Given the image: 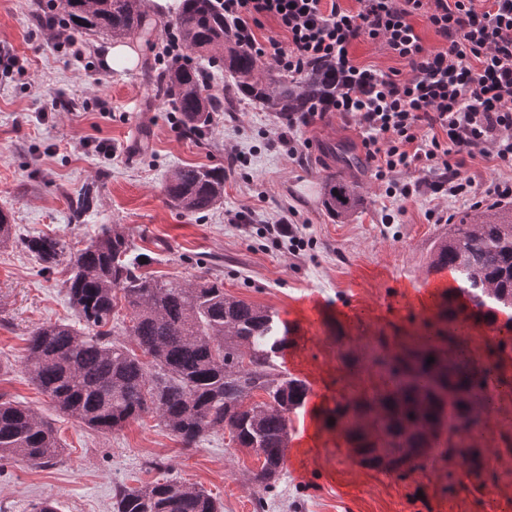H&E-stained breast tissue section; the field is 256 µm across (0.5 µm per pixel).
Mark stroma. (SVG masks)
Instances as JSON below:
<instances>
[{
	"mask_svg": "<svg viewBox=\"0 0 512 512\" xmlns=\"http://www.w3.org/2000/svg\"><path fill=\"white\" fill-rule=\"evenodd\" d=\"M141 9L154 35L141 42L139 66L117 72L104 64L111 37L79 34L75 48L62 47L37 18L35 0H0V50L16 60L0 68V209L11 212L18 236H54L70 252L103 226L121 225L156 275L217 279L226 294L277 311L295 342L278 363L308 383L310 405L377 385L373 374L346 376L343 358L380 333L420 330L433 311L421 284L426 255L445 230L429 214L462 215L466 206L427 188L395 203L369 160L351 173L363 208L349 221L333 219L323 192L329 176L343 171L334 148L361 144L355 122L336 112L304 129L312 146L300 159L267 138L282 120L246 99L214 113L202 133L187 134L145 76L176 13L153 0H142ZM234 149L243 156L235 165ZM185 164L225 168L223 205L191 215L169 203L165 182ZM85 192L90 208L72 222L70 201ZM238 212L252 225L234 223ZM388 214L393 223H385ZM283 216L304 225L303 250L290 252L261 234L262 224ZM65 279L64 269L43 271L20 244L0 247V394L49 419L63 443L52 464H0V512H32L44 498L58 512H113L116 486L163 478L207 490L222 512H261L251 479L257 458L231 446L227 433L186 448L151 415L115 433L93 432L56 410L30 380V332L78 321ZM309 426L308 409L292 416L288 464L262 512H512V455L504 444L512 438V382L501 386L482 432L483 451L497 459L482 483L462 479L448 459L405 478L372 469L339 436L324 431L307 442Z\"/></svg>",
	"mask_w": 512,
	"mask_h": 512,
	"instance_id": "35a3bbf8",
	"label": "stroma"
}]
</instances>
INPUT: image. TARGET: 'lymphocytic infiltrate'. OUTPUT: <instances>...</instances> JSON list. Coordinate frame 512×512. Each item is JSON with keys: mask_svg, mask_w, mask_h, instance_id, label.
Returning <instances> with one entry per match:
<instances>
[{"mask_svg": "<svg viewBox=\"0 0 512 512\" xmlns=\"http://www.w3.org/2000/svg\"><path fill=\"white\" fill-rule=\"evenodd\" d=\"M362 0L358 12L340 0H217L233 34L270 67L304 74L322 58L335 61L346 85L336 100L288 118L274 142L290 143L329 112L352 117L376 177L398 202L416 197L420 183H399L394 173L423 168L436 173L434 193L480 207L512 200V182L476 183L462 175L454 156L480 153L512 167V0ZM426 11L442 44L427 49L411 22ZM272 19L280 37L258 41L254 29ZM381 43L405 71L383 73L357 65L355 41Z\"/></svg>", "mask_w": 512, "mask_h": 512, "instance_id": "1", "label": "lymphocytic infiltrate"}]
</instances>
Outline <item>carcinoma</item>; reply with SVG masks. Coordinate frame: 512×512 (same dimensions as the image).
Segmentation results:
<instances>
[{
	"label": "carcinoma",
	"mask_w": 512,
	"mask_h": 512,
	"mask_svg": "<svg viewBox=\"0 0 512 512\" xmlns=\"http://www.w3.org/2000/svg\"><path fill=\"white\" fill-rule=\"evenodd\" d=\"M69 29L125 39L147 30L141 0H56ZM181 43L197 58L224 70L233 94L286 119L342 93L336 64L324 60L299 77L275 76L235 40L214 0H183L174 21ZM148 76L157 95L173 102L187 131L207 126L223 101L204 93L201 70L173 62ZM165 194L177 209L207 213L224 200V170L176 167ZM325 206L337 219L357 213L364 199L341 175L324 186ZM15 239L11 214L0 210V245ZM22 246L50 271L66 255L61 239L31 235ZM141 254L123 228L104 229L69 254L67 296L88 332L49 322L29 335L24 366L54 406L78 426L113 433L155 415L188 448L219 430L238 448L262 459L253 480L266 494L279 483L288 451L290 415L305 407V381L279 369L291 337L278 313L224 293V284L163 279L143 271ZM448 271L457 286L441 296L422 341L375 338L346 361L354 374L368 370L381 385L336 399L322 428L360 451V463L401 477L423 467L433 448L456 458L481 480L487 463L479 433L489 404V376L512 358V206L473 207L431 243L426 273ZM129 311L130 343L112 338L118 306ZM497 332L495 362L478 369L449 353L461 324ZM434 362L427 363V358ZM265 398L254 400L255 394ZM51 422L0 398V461L45 466L60 453ZM113 512H219L204 490L177 481L121 487Z\"/></svg>",
	"instance_id": "carcinoma-1"
}]
</instances>
